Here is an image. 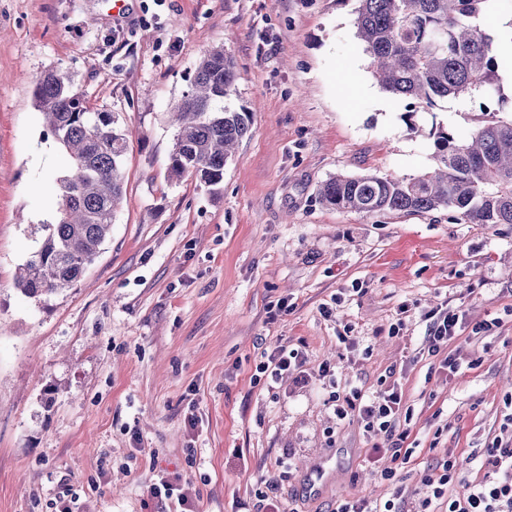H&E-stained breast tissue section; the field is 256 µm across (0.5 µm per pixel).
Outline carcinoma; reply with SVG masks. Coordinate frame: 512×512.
Returning <instances> with one entry per match:
<instances>
[{
	"label": "carcinoma",
	"instance_id": "obj_1",
	"mask_svg": "<svg viewBox=\"0 0 512 512\" xmlns=\"http://www.w3.org/2000/svg\"><path fill=\"white\" fill-rule=\"evenodd\" d=\"M357 37L372 58L383 90L428 112L448 97L483 92L480 111L508 99L498 85L491 39L475 23L492 0H358ZM238 79L234 63L215 47L200 58L190 86L171 105L177 133L168 158L171 178L208 186L249 136L254 112L227 104ZM34 99L50 132L70 154L71 170L57 179L55 222L40 226L41 246L20 268L15 285L46 300L79 283L112 229L123 196L127 136L110 112H94L70 78L41 74ZM436 167L419 177L336 175L318 189L332 208L367 214L451 210L467 224H512V120H482L465 138L439 130Z\"/></svg>",
	"mask_w": 512,
	"mask_h": 512
}]
</instances>
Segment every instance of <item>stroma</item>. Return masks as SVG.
Listing matches in <instances>:
<instances>
[{"mask_svg": "<svg viewBox=\"0 0 512 512\" xmlns=\"http://www.w3.org/2000/svg\"><path fill=\"white\" fill-rule=\"evenodd\" d=\"M357 6L132 0L116 18L103 0H0V512H56L69 493L77 512H157L161 470L191 481L199 512L257 507L270 479L286 512L363 497L414 512L423 474L458 459L463 495L484 448L512 435V225L318 199L337 174L432 170V127L464 137L479 116L478 98L451 97L406 118L372 76ZM217 46L236 65L232 106L255 117L214 188L171 179L167 159L170 106ZM48 70L112 113L129 146L108 240L81 282L39 303L15 274L71 166L33 96ZM446 306L466 313L448 346L460 367L434 374L424 315ZM275 346L303 353L305 382L253 384ZM393 372L416 444L396 485L334 401L374 395ZM325 455L333 475L307 496L301 469Z\"/></svg>", "mask_w": 512, "mask_h": 512, "instance_id": "1", "label": "stroma"}]
</instances>
